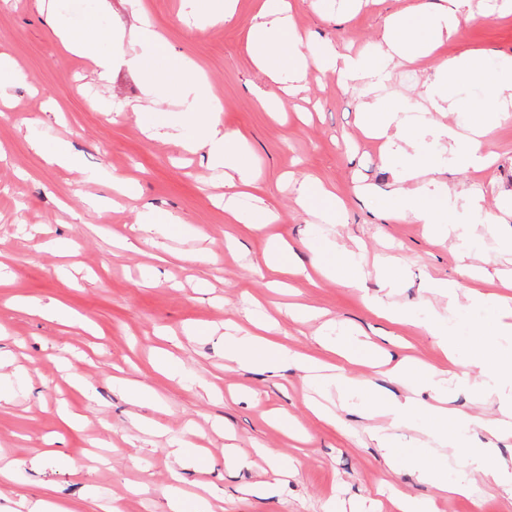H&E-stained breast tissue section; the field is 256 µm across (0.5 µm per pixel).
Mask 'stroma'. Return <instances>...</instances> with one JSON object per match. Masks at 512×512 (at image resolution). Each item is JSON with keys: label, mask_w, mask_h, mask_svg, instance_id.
Here are the masks:
<instances>
[{"label": "stroma", "mask_w": 512, "mask_h": 512, "mask_svg": "<svg viewBox=\"0 0 512 512\" xmlns=\"http://www.w3.org/2000/svg\"><path fill=\"white\" fill-rule=\"evenodd\" d=\"M137 12L130 0H66L47 11L40 0H0V54L17 64L22 77L0 105V374L6 376L13 403L0 411V456L19 462L13 491L31 498L52 494L72 512H94L96 500H116L121 512H168L167 498H192L198 482L211 483L223 498V512H325L339 501L350 512L377 500L378 512H397L396 495L434 499L438 512H512V502L484 484L471 496L449 497L409 471H388L382 452L362 431L357 416L341 413L338 424L319 420L307 408L313 391L294 366L269 373L261 367L231 372L224 368V325L247 326L245 310L257 301L278 318L277 336L290 352L332 361L319 336L362 335L381 347L397 341L398 355L439 368L447 361L420 328L424 299L437 311L446 301L427 297L426 277L460 280L452 224L473 227V250L496 258L484 277L488 293L502 292L512 278V246L502 243L480 222L464 200L450 198L437 186L435 199L448 217L434 230L394 220L392 169L379 141L359 131L364 96L342 86L334 73L309 66L302 96H281L267 111L253 86L276 92L277 86L254 67L247 29L262 0H237L236 19L213 22L224 0H143ZM292 21L304 39L309 59L325 42L344 52L371 55L386 15L405 0H362L343 13L340 0H292ZM68 26L99 41L101 53L114 56L110 82L98 81L91 59L66 51L56 31ZM145 25L167 43L163 61L193 62L210 90L207 104L217 109L225 130L240 133V149L255 172L250 196L263 199L279 219L257 231L228 221L220 200L222 171L211 169L205 152H186L180 141L148 138L143 129L166 119L192 135L191 115L178 100L176 85L157 86L146 95L141 79L125 60L137 53L134 27ZM446 54H476L483 68L512 74V12L463 25L460 35L442 48ZM436 64L427 57L413 66L391 70L385 82L390 101L415 104ZM475 82L448 83L451 106L443 123L462 124L483 99ZM68 143L79 163L69 171L48 165L30 147ZM484 147L497 153V167L457 169L448 180L484 196L483 209L512 225V118H495ZM106 169L132 181L135 198L117 197L110 183L87 182L84 172ZM333 187L347 206L340 225L319 223L281 184L288 172ZM371 186L362 197L358 186ZM107 200L106 211L86 212L79 198ZM158 211L171 220L174 234L160 247L122 246L132 237L138 214ZM482 209V210H483ZM365 246L367 279L350 287L319 275V247L329 239ZM68 251L53 249L56 240ZM290 244L297 271L283 274L266 266L274 243ZM397 269L391 302L407 319L393 323L368 302L380 293L386 266ZM53 301L76 323L67 326L15 310L16 298ZM304 306L312 320L295 324L286 311ZM172 359L177 374L159 372V359ZM81 376L86 389L72 386ZM123 376L152 387L162 407L164 434L136 430L130 404L114 383ZM80 414L68 425L65 411ZM287 411L295 434L272 427L271 411ZM247 463L224 464L225 433ZM207 451L204 470L188 469L184 480L169 477L171 438ZM111 444L105 463L83 477L72 462L82 461L89 443ZM269 448L287 472L288 482L269 494L254 486L274 481L257 454ZM50 450L40 468L30 459ZM140 462H133V454Z\"/></svg>", "instance_id": "obj_1"}]
</instances>
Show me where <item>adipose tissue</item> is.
<instances>
[{"label":"adipose tissue","mask_w":512,"mask_h":512,"mask_svg":"<svg viewBox=\"0 0 512 512\" xmlns=\"http://www.w3.org/2000/svg\"><path fill=\"white\" fill-rule=\"evenodd\" d=\"M288 0H273L271 7L261 9L249 26L248 35L254 39L259 54L255 66L280 86L283 94L294 96L302 90V80L309 65L300 48L301 39L290 25ZM512 9V0H500L498 6L474 8L473 0H443L433 6L429 0H411L402 11L389 14L378 40V63H371L362 55H350L325 45L318 60L321 67L335 71L346 84L364 86L373 90L385 82L389 65L404 61L412 63L427 56L444 40L457 35L461 22H473L488 17L494 10ZM133 40L143 52L131 56L129 65L139 71L146 92L156 86L174 82L184 96L202 102L208 97V88L193 69L176 72L157 71L151 66L162 46L160 36L140 26ZM464 77L483 85L485 97L479 111L470 113L465 125L452 126L435 120L434 115L448 109V96L443 87L448 80ZM512 107V80L500 73L481 68L470 54L439 57L434 72L424 83L422 100L417 105L418 117L399 116L388 101L373 98L363 104L361 127L367 133L382 139L387 157H401L395 169L394 194L398 200L396 218L417 224H439L442 210L433 203L432 185L440 183L450 169H484L497 162L494 154L484 152L482 138L488 132V116L506 114ZM194 134L185 139L190 151H205L210 164L224 171V210L230 221L262 229L273 223L276 214L269 208L245 209L238 198L243 188L253 179V172L238 150L237 136L225 132L220 119L213 114L193 123ZM433 138L447 151L443 162L424 159L425 138ZM332 257L323 269L327 277L357 286L366 273L359 250L333 242L329 245ZM471 308L483 312L492 322L495 336L512 339V298L489 294L472 287L467 294ZM269 324H258L256 332L237 337L235 344L224 349L225 367L250 368L263 363L267 370H277L286 356L270 335ZM329 350L337 354L339 363L321 365L309 358L297 359V366L306 372H324L325 379L335 386L342 406L353 407L365 423V431L375 447L387 449V464L401 463L414 470L424 482L437 486L451 495H469L473 481H481L512 499V457L501 456L495 448H483L465 455L460 464L468 477L449 481L447 472L433 464L429 452L442 448H463L470 433L482 432L498 438L502 430L512 426V407L504 417H482L450 407L446 389L448 373L432 367L416 368L407 358L399 360L391 369V377L399 380L405 393L402 396L380 395L374 385L349 377L346 364L351 357L344 345L329 343ZM469 362L486 376L484 395H501L512 391V355L489 348L483 341H474L469 351ZM427 416L430 423L423 428V453L396 457L391 454L392 429L414 423L419 416Z\"/></svg>","instance_id":"obj_1"}]
</instances>
